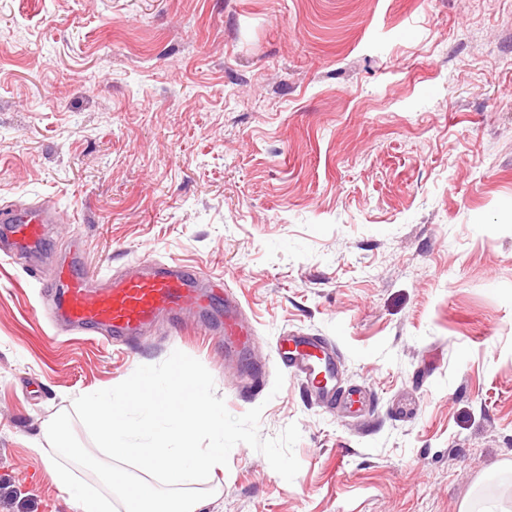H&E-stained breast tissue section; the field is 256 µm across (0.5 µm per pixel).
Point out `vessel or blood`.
Segmentation results:
<instances>
[{"label":"vessel or blood","mask_w":512,"mask_h":512,"mask_svg":"<svg viewBox=\"0 0 512 512\" xmlns=\"http://www.w3.org/2000/svg\"><path fill=\"white\" fill-rule=\"evenodd\" d=\"M56 218L44 204L0 209V247L8 257H25L40 250L46 241V227ZM32 277L47 281L52 314L86 336H106L113 344H125L144 336L163 321L181 322L193 315L202 329H209L206 317L223 307L224 318L218 334L224 353L239 356L252 347L255 333L242 316L241 304L222 282L201 269L176 263L144 261L124 273L97 281L80 275L74 263L32 266ZM279 365L290 377L311 387L327 404L356 400L361 391L334 385L338 372L325 340L292 334L280 337L275 346Z\"/></svg>","instance_id":"1"}]
</instances>
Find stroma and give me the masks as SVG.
Returning a JSON list of instances; mask_svg holds the SVG:
<instances>
[{
	"label": "stroma",
	"mask_w": 512,
	"mask_h": 512,
	"mask_svg": "<svg viewBox=\"0 0 512 512\" xmlns=\"http://www.w3.org/2000/svg\"><path fill=\"white\" fill-rule=\"evenodd\" d=\"M44 202L53 258L200 268L258 341L71 334L1 255L0 512H72L41 422L176 350L301 431L293 482L240 443L199 512L512 508V0H0V207ZM291 332L363 404L273 393Z\"/></svg>",
	"instance_id": "stroma-1"
}]
</instances>
